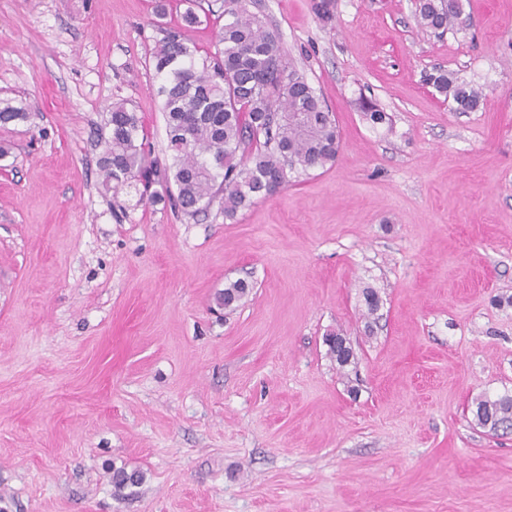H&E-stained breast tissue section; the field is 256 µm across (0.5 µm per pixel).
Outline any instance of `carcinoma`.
Here are the masks:
<instances>
[{
	"instance_id": "obj_1",
	"label": "carcinoma",
	"mask_w": 512,
	"mask_h": 512,
	"mask_svg": "<svg viewBox=\"0 0 512 512\" xmlns=\"http://www.w3.org/2000/svg\"><path fill=\"white\" fill-rule=\"evenodd\" d=\"M221 8L224 24L208 59L198 62L196 47L181 33L167 34L153 54L171 163L150 159L140 117L126 103H112L98 158L106 189L132 188L152 202L166 198L191 216L219 199L224 218L232 220L255 200L283 191L291 175L335 164V116L285 57L265 19L247 8V0H222ZM416 15L421 27L442 35L459 24L461 7L459 0H418ZM428 81L459 111L478 109L480 93L457 73L439 68ZM360 108L372 124L385 122L375 102L364 99ZM32 117L24 104L0 100V126ZM249 293V284L237 280L217 304L232 308ZM475 417L493 431L512 429V396L477 399ZM142 481L137 469L112 474L118 493Z\"/></svg>"
}]
</instances>
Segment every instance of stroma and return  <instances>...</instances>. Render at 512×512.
Instances as JSON below:
<instances>
[{
	"label": "stroma",
	"mask_w": 512,
	"mask_h": 512,
	"mask_svg": "<svg viewBox=\"0 0 512 512\" xmlns=\"http://www.w3.org/2000/svg\"><path fill=\"white\" fill-rule=\"evenodd\" d=\"M156 2L0 0V99L34 113L0 127V512H512V429L475 419L512 395V0H460L442 36L415 0H335L328 24L249 0L341 151L232 220L101 185L113 102L167 160L158 42L202 60L224 23ZM436 67L480 108L454 111ZM120 466L145 475L122 497ZM428 81L445 100H451L460 112H473L478 109L480 93L457 73L439 68L429 75ZM250 290L249 284L244 280L232 282L217 296V304L225 309L235 307L248 296ZM330 337H332V338H330ZM338 337H340V338H337V337L334 338L333 336H327L325 339V342H326V345L328 346V354L330 355V357L333 360L336 361V366L338 367V369L345 370L348 366H350L352 364H356L355 354L353 353L352 355H349L352 352V348H351L350 343L346 339H343V337H345V336H338ZM329 338H330V341L333 343V345H336V347H334L330 343ZM336 348L338 351H340V353L343 357H341L338 354V352L336 351Z\"/></svg>",
	"instance_id": "1"
}]
</instances>
